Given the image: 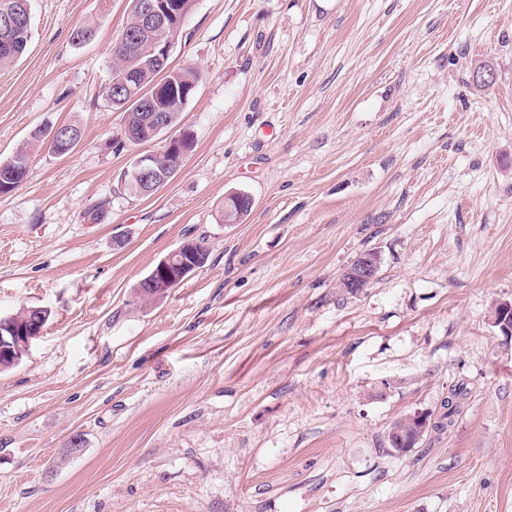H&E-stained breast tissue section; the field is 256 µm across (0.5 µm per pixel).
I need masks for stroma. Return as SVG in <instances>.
<instances>
[{
	"instance_id": "35a3bbf8",
	"label": "stroma",
	"mask_w": 512,
	"mask_h": 512,
	"mask_svg": "<svg viewBox=\"0 0 512 512\" xmlns=\"http://www.w3.org/2000/svg\"><path fill=\"white\" fill-rule=\"evenodd\" d=\"M129 11L31 0L0 69V160L82 130L0 195V317L50 313L0 371V512H512V0H195L170 53L201 74L194 144L144 197L120 175L166 138L113 151L103 94ZM199 238L206 264L142 299ZM368 251L375 280L341 288ZM454 390L450 426L390 448ZM30 33L17 37L14 33L0 30V67L15 62L26 50ZM59 128L51 129L50 134L46 138V144L51 150H56L58 147L64 150L67 148L68 150L72 149L78 143V140L81 139V131L80 129L73 124H63L61 129L67 132L71 136H75L78 139H71L70 136L62 137L59 133ZM75 148V147H74ZM196 244V242L188 241L169 252L158 262L154 270L140 282L138 288L143 293L146 292V288H157L154 290V295L165 294L172 282L175 280L182 281L191 271L202 266L203 258L199 256L198 251L202 252L203 250L198 248V244L196 249ZM172 268L177 272V275L171 273ZM160 273H168L161 278L162 282H158L156 279ZM430 422V415L423 412H417L405 416L401 426H394L389 429V441L398 446V448L392 449L397 453L409 452L410 449L404 451V448L407 447L400 448L399 446L408 445V441L406 440L407 435H413L415 437V441H419L428 430Z\"/></svg>"
}]
</instances>
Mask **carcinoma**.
<instances>
[{"mask_svg": "<svg viewBox=\"0 0 512 512\" xmlns=\"http://www.w3.org/2000/svg\"><path fill=\"white\" fill-rule=\"evenodd\" d=\"M139 0H130V13L126 25L127 42L112 48L111 76L104 86V96L113 103V108L124 112L125 122L138 136L137 143L149 141L145 137L143 113L138 108L137 96L144 89L160 88L170 97L174 108L170 111L171 125H176L180 112L194 93L200 74L189 68H172L167 73L149 64V59L157 53L153 40L133 25L137 15ZM30 0H0V15L28 17L27 6ZM29 36L18 37L0 30V67L15 62L26 50ZM4 182L9 188L0 192L7 194L16 189L26 178L27 171L14 172L3 167ZM15 316V329L23 333L35 328L42 318L49 317L48 310L39 307H23Z\"/></svg>", "mask_w": 512, "mask_h": 512, "instance_id": "1", "label": "carcinoma"}]
</instances>
